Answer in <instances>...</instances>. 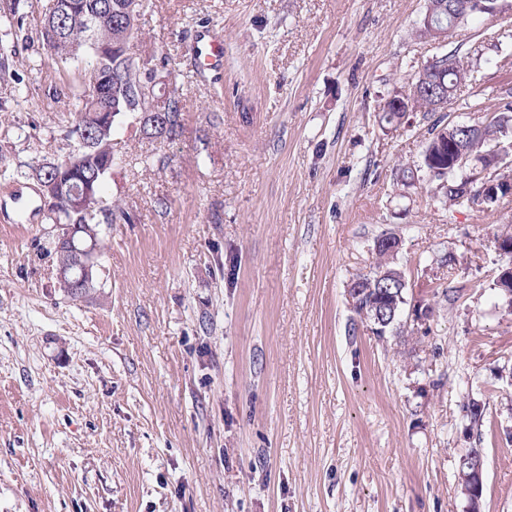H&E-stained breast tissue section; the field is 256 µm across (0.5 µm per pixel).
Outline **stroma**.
<instances>
[{"mask_svg": "<svg viewBox=\"0 0 512 512\" xmlns=\"http://www.w3.org/2000/svg\"><path fill=\"white\" fill-rule=\"evenodd\" d=\"M50 4L0 23V512H465L457 465L477 444L483 512H512V312L492 287L512 203L444 209L433 182L398 185L435 117L381 120L451 54L473 76L455 121L512 110V0L444 41L417 35L425 0H153L133 47L170 56L157 78L181 129L115 126L106 195L135 221L102 225L77 302L33 180L6 175L66 152ZM205 31L223 71L194 64ZM385 233L408 287L402 335L380 338L347 288Z\"/></svg>", "mask_w": 512, "mask_h": 512, "instance_id": "stroma-1", "label": "stroma"}]
</instances>
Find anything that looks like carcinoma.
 <instances>
[{"instance_id": "1", "label": "carcinoma", "mask_w": 512, "mask_h": 512, "mask_svg": "<svg viewBox=\"0 0 512 512\" xmlns=\"http://www.w3.org/2000/svg\"><path fill=\"white\" fill-rule=\"evenodd\" d=\"M468 0L448 2V11L442 10L443 0H426V11L432 16V25H423L420 35L430 40H437L435 31L444 27H454L464 18L473 14V8L465 7ZM133 6V12L140 14L149 6V0H57L49 11L51 22L43 27V47L52 60L60 65L59 75L67 90L73 112L70 127L62 133L61 140L66 142L68 152L57 162L56 171L49 172V178H56V172L63 169L76 157V150L81 146L80 140L89 142L83 152V161L78 173L87 181L86 205L76 210L69 206L65 197H60L57 209L45 217L48 224H69L75 227V234L84 238H96L99 248H104L100 237V225L132 222L130 212L115 200L105 198L104 185L111 175L114 164L112 152V133L100 130L103 120L100 114L110 112L113 120L136 116L142 112L162 114L164 123L172 128H181L178 89L164 97L150 87L149 66L154 70L164 69L169 64V57L159 56L153 52H142L134 57L123 56L120 44L135 38L137 28L126 29L121 24L93 25L88 21L93 13L107 14L119 7ZM447 65L445 82L453 93H458L470 79V69L453 57L438 59ZM436 64L424 66L412 83L407 97L410 110L423 109L432 112L438 109L436 96L439 87L426 81L430 69ZM90 70L102 73V79L95 91L88 90L84 77ZM446 116L438 118L433 128L444 127L448 138L460 140L462 163L456 157L448 156L447 180L457 184L467 183L474 178L480 168H488L491 175L508 187L512 185V165L504 166L493 162L491 151L500 143L509 131V121L496 117L489 122H474L467 131H459L453 123L445 122ZM444 149L434 139H429L422 153V162L418 165L407 164L400 168L401 185L412 186L420 181L421 173L428 172L427 160L442 156ZM434 200L443 207H469V199L463 198L444 188H437ZM374 266L367 274L358 276L356 283L361 298L354 306L355 313L367 323L378 318L387 321L386 329L393 330L399 320L403 305L407 303L406 288L401 282L404 271L395 262L397 252L389 247L375 248ZM386 273V281L391 284L383 288L375 276ZM392 295L390 303L394 308L382 310L381 304L385 294ZM475 400L469 399L463 404L464 417L470 429L481 435L485 424V414L473 411Z\"/></svg>"}]
</instances>
